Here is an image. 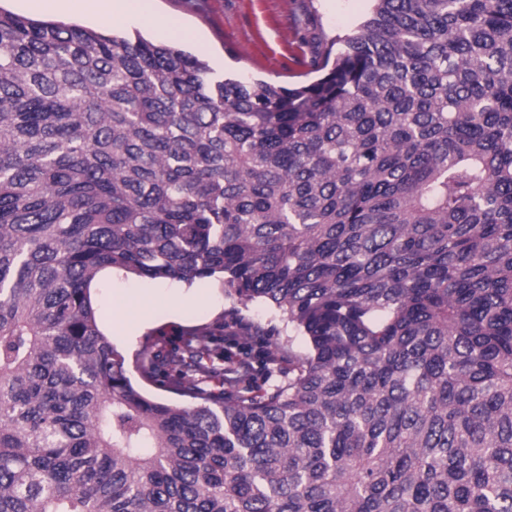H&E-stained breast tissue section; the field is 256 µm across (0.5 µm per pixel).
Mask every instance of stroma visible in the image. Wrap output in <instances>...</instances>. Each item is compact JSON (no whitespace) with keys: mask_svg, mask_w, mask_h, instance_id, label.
Masks as SVG:
<instances>
[{"mask_svg":"<svg viewBox=\"0 0 512 512\" xmlns=\"http://www.w3.org/2000/svg\"><path fill=\"white\" fill-rule=\"evenodd\" d=\"M149 5L173 32L135 20L114 22L116 32L175 42L220 74L286 85L315 79L312 59L335 36L353 33L373 8L372 0H149ZM95 300L107 329L113 314L134 306L133 336H111L133 377L147 337L161 330L173 335L215 327L234 306L213 283L188 287L119 272L100 281Z\"/></svg>","mask_w":512,"mask_h":512,"instance_id":"obj_1","label":"stroma"}]
</instances>
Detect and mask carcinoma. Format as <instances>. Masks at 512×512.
I'll return each mask as SVG.
<instances>
[{
    "mask_svg": "<svg viewBox=\"0 0 512 512\" xmlns=\"http://www.w3.org/2000/svg\"><path fill=\"white\" fill-rule=\"evenodd\" d=\"M294 87L0 9V512H512V0H373ZM114 271L239 309L146 351ZM242 315L256 324H261L265 326L269 322H271L281 330H284L282 336L270 337V342L272 343L270 349H273L274 343L288 341V327L286 328L287 321L283 315L277 314L268 309L267 307L257 304L250 306L249 309L247 310H242Z\"/></svg>",
    "mask_w": 512,
    "mask_h": 512,
    "instance_id": "obj_1",
    "label": "carcinoma"
}]
</instances>
